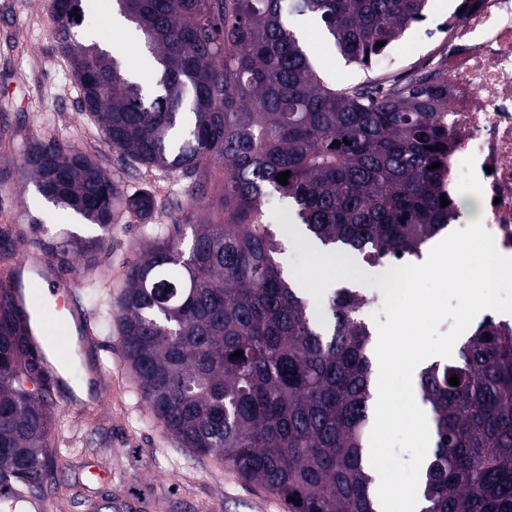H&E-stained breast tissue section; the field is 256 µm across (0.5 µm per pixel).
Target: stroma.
<instances>
[{"label":"stroma","mask_w":512,"mask_h":512,"mask_svg":"<svg viewBox=\"0 0 512 512\" xmlns=\"http://www.w3.org/2000/svg\"><path fill=\"white\" fill-rule=\"evenodd\" d=\"M98 4L94 17L85 20L83 34L106 35L119 51L128 52L126 72L149 83L146 67L138 63L143 53L139 34L125 26L113 29L110 0H98ZM450 4L451 0H428L425 21L412 24L401 39L402 46L411 48L413 54L396 59L390 78L404 77L417 58L434 48L435 23L447 17ZM294 25L308 38L310 56L327 84L343 89L366 80V71L345 63L325 45L317 22L300 18ZM53 29L49 0H0V132L25 139L43 129L86 149L108 173L119 176L126 193L150 187L161 203L154 223H170L163 204L183 196V182L158 169L117 164L79 109L69 66L53 44ZM2 187L8 196L0 200V230L15 239L18 255L33 253L27 243L33 219L69 224V217L51 214L41 203L14 155L0 144ZM139 235V222L132 214L114 229L112 286L99 296L98 308L109 307L119 294L124 266L136 257ZM84 356L93 363L104 362L106 373L101 385L107 395L88 415L78 417L61 394H54L53 413L71 419L68 429L56 433V447L75 446L86 449L87 454L70 465L49 461L47 481L77 486L86 504L80 507L68 498L53 499L47 512H111L118 498L128 502L127 512H288L283 500L244 482L231 466L179 447L167 435L142 402L138 386L116 349L115 337L101 334L96 340L85 341ZM92 467L103 473V480L91 479L88 470Z\"/></svg>","instance_id":"1"}]
</instances>
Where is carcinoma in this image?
I'll use <instances>...</instances> for the list:
<instances>
[{
  "instance_id": "carcinoma-1",
  "label": "carcinoma",
  "mask_w": 512,
  "mask_h": 512,
  "mask_svg": "<svg viewBox=\"0 0 512 512\" xmlns=\"http://www.w3.org/2000/svg\"><path fill=\"white\" fill-rule=\"evenodd\" d=\"M425 7L112 0L140 33L150 69L160 71L149 90L115 54L80 42L73 12L85 15L86 0H50L53 39L80 111L121 160L187 181V203H171V225L153 224L150 191L126 196L88 152L34 135L14 147L23 174L40 199L82 219L85 234L34 222L29 245L63 268L82 259L94 301L112 286L98 267L119 216L140 219L138 256L101 330L117 331L141 396L179 447L227 462L288 512H380L363 465L372 332L365 299L350 288L333 292L329 324L313 321L309 299L277 259L267 202L288 201L305 234L369 260L420 255L456 210L440 200L448 195L445 70L420 65L402 79L337 90L291 18L319 19L332 47L364 67L422 20ZM286 171L283 185L276 176ZM198 209L210 214L203 224ZM15 251L1 233L0 512L41 495L52 434L64 427L50 411L58 365L49 349L31 350L30 316L11 300ZM418 385L435 435L422 512H512V325L484 319L456 358L425 367Z\"/></svg>"
}]
</instances>
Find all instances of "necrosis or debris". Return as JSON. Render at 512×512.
<instances>
[{"label": "necrosis or debris", "mask_w": 512, "mask_h": 512, "mask_svg": "<svg viewBox=\"0 0 512 512\" xmlns=\"http://www.w3.org/2000/svg\"><path fill=\"white\" fill-rule=\"evenodd\" d=\"M448 43V189L474 190L497 250L512 257V0H454Z\"/></svg>", "instance_id": "1"}]
</instances>
